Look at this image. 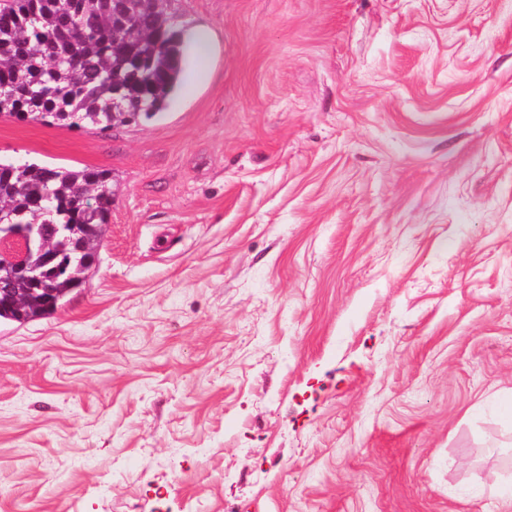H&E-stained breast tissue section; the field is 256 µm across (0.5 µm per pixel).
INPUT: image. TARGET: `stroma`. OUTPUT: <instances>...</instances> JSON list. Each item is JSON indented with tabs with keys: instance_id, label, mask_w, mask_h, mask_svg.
<instances>
[{
	"instance_id": "1",
	"label": "stroma",
	"mask_w": 512,
	"mask_h": 512,
	"mask_svg": "<svg viewBox=\"0 0 512 512\" xmlns=\"http://www.w3.org/2000/svg\"><path fill=\"white\" fill-rule=\"evenodd\" d=\"M173 8L162 119L0 117L112 175L83 285L0 322V512H512V0Z\"/></svg>"
}]
</instances>
